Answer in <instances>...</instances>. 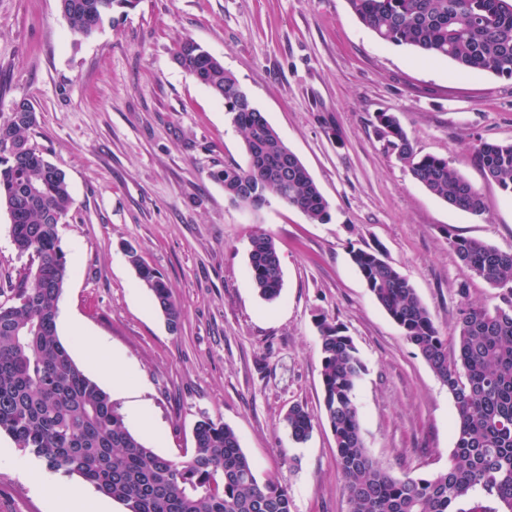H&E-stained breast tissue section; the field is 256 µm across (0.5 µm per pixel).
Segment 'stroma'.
Returning <instances> with one entry per match:
<instances>
[{"instance_id": "stroma-1", "label": "stroma", "mask_w": 512, "mask_h": 512, "mask_svg": "<svg viewBox=\"0 0 512 512\" xmlns=\"http://www.w3.org/2000/svg\"><path fill=\"white\" fill-rule=\"evenodd\" d=\"M190 37L219 58L303 162L330 206L327 223L268 198L232 204L214 171L244 163V139L223 101L173 59ZM32 103L30 141L61 169L73 207L58 227L72 272L58 335L75 362L99 339L138 375L109 390L127 428L160 455L193 451L200 416L231 427L259 478L285 485L292 512H348L336 447L324 418L320 340L327 317L365 365L355 389L373 460L396 476L446 469L455 408L446 387L379 306L351 261L381 246L416 289L442 335L463 302L493 305L499 291L470 274L448 238L512 250V196L472 157L477 141H512V79L460 72L442 58L383 42L348 0H139L91 35L71 34L58 0H0V118ZM395 113L416 150L448 159L484 196L474 216L419 185L374 132ZM0 208V290L30 268ZM272 236L280 298L263 301L248 270L251 235ZM161 273L181 310L170 332L125 252ZM466 284L467 297L457 293ZM314 416L294 442L293 404ZM155 426L142 432L133 407ZM41 475L32 491L15 461ZM0 436V512H48L64 481Z\"/></svg>"}]
</instances>
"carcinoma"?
Segmentation results:
<instances>
[{"label":"carcinoma","instance_id":"obj_1","mask_svg":"<svg viewBox=\"0 0 512 512\" xmlns=\"http://www.w3.org/2000/svg\"><path fill=\"white\" fill-rule=\"evenodd\" d=\"M75 36H88L104 17L137 0H58ZM359 22L386 42L446 58L464 71L512 78V0H348ZM174 60L214 96L244 136L246 165L212 173L234 203L259 207L288 184L287 205L316 223L330 219L329 203L300 158L257 109L224 63L192 38L181 39ZM37 121L26 99L0 120V207L11 218L13 244L36 262L11 298L0 303V433L51 472L76 476L122 505L124 512H292L288 489L260 480L235 431L203 416L193 428L187 460L156 453L126 427L111 396L72 358L59 338V301L71 269L58 224L73 200L62 170L29 140ZM375 132L412 178L434 196L474 216L487 210L482 194L448 160L422 155L391 112L375 115ZM475 160L485 176L512 194V142L482 141ZM463 265L494 288L500 303L460 309L448 358L441 335L410 281L379 247L357 248L351 259L377 303L402 329L447 388L456 409L448 467L396 477L368 455L355 388L363 362L351 337L323 317L320 364L323 412L336 444L337 468L349 512H512V250L454 236ZM127 255L172 330L181 313L171 291L129 247ZM248 267L259 296L280 298L283 268L273 238L251 236ZM292 439L304 442L313 416L301 404L285 417ZM482 493L496 502L468 510L459 504Z\"/></svg>","mask_w":512,"mask_h":512}]
</instances>
